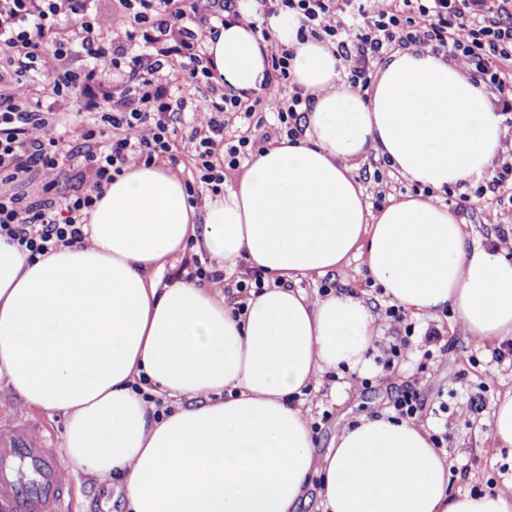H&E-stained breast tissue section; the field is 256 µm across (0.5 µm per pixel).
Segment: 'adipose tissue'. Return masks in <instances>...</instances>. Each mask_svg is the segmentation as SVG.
<instances>
[{
    "label": "adipose tissue",
    "mask_w": 512,
    "mask_h": 512,
    "mask_svg": "<svg viewBox=\"0 0 512 512\" xmlns=\"http://www.w3.org/2000/svg\"><path fill=\"white\" fill-rule=\"evenodd\" d=\"M270 27L311 98L303 135L272 139L199 206L167 164L130 168L85 246L31 260L0 238V380L62 413L65 462L118 478L129 512H298L315 474L324 512H512V483L452 494L446 452L408 420L360 418L316 463L306 392L331 370L372 371L378 333L353 290L298 286L356 261L414 316L448 308L475 345L512 340V235L476 243L438 197L492 167L503 117L444 56L396 50L363 96L295 15ZM206 50L225 88L265 85L260 33L227 24ZM371 151L427 194L372 209L355 175ZM188 252L261 273L262 293L166 278ZM155 396L175 410L157 415ZM486 424L490 446L512 450V389Z\"/></svg>",
    "instance_id": "obj_1"
}]
</instances>
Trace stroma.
Segmentation results:
<instances>
[{"instance_id": "1", "label": "stroma", "mask_w": 512, "mask_h": 512, "mask_svg": "<svg viewBox=\"0 0 512 512\" xmlns=\"http://www.w3.org/2000/svg\"><path fill=\"white\" fill-rule=\"evenodd\" d=\"M300 285L313 292L323 288H352L362 296L371 308L381 328L376 342L378 351L389 350L403 337H410L412 348L408 356L393 367L370 375V389H363L360 380L339 390L337 396H327L326 391L340 379L339 374L324 377V390L311 394L307 399L310 414L317 427L313 431L316 456H324L336 434L344 427L356 423L359 418L387 412L394 391L405 385L420 389L429 410L422 424L431 434L437 435L449 459L456 468L466 469V476L450 477L449 485L455 492H494L512 480V452L501 451L492 455L483 447L485 419L499 394L512 388V354L500 363H493L494 345L481 348L462 331L453 328L455 316L445 311L438 317L446 354L432 361H424V332L421 320L405 315L403 322L389 318V304L369 281L354 269L330 274L311 280L301 279ZM473 401L476 409L470 424L461 423L453 408L457 402ZM447 403L448 412L438 410L439 403ZM74 485L73 512H126L125 492L111 479L72 472Z\"/></svg>"}]
</instances>
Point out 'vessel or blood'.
<instances>
[{
	"label": "vessel or blood",
	"instance_id": "vessel-or-blood-1",
	"mask_svg": "<svg viewBox=\"0 0 512 512\" xmlns=\"http://www.w3.org/2000/svg\"><path fill=\"white\" fill-rule=\"evenodd\" d=\"M70 483L53 438L0 393V512H70Z\"/></svg>",
	"mask_w": 512,
	"mask_h": 512
}]
</instances>
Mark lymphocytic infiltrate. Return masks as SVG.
Listing matches in <instances>:
<instances>
[{
	"mask_svg": "<svg viewBox=\"0 0 512 512\" xmlns=\"http://www.w3.org/2000/svg\"><path fill=\"white\" fill-rule=\"evenodd\" d=\"M119 10L89 12L87 0H0V237L30 256L83 244V226L105 186L130 167L180 165L190 156L198 180L219 192L225 168L239 165L259 136H228L232 119L256 109L275 115L288 138L298 137L310 100L301 91L267 89L242 98L232 92L200 97L214 75L203 53L212 23L238 24L235 0H118ZM265 15L294 12L315 39L332 43L348 72L347 86L365 92L370 69L385 50L431 48L492 89L512 137V0H263ZM155 49L158 60H127L133 42ZM101 69L55 73V97L74 98L95 122L62 128L61 113L30 106L29 78L46 71L48 56L77 49ZM117 72L119 93L98 85L100 72ZM192 106L193 126L180 139L177 125ZM76 162L79 182L59 184L63 165Z\"/></svg>",
	"mask_w": 512,
	"mask_h": 512,
	"instance_id": "f902f5d3",
	"label": "lymphocytic infiltrate"
}]
</instances>
